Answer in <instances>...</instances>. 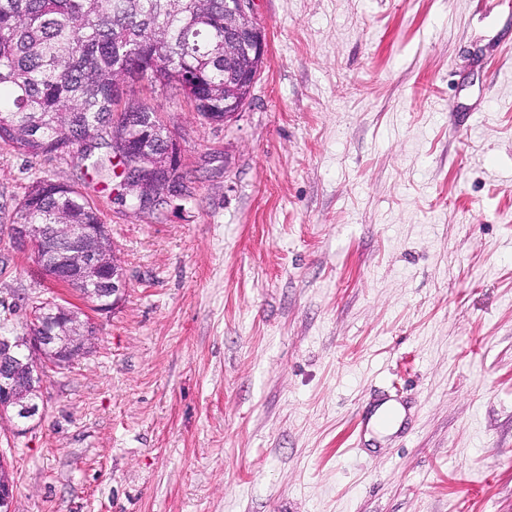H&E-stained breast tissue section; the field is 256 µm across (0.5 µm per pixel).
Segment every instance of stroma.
<instances>
[{"label":"stroma","instance_id":"stroma-1","mask_svg":"<svg viewBox=\"0 0 512 512\" xmlns=\"http://www.w3.org/2000/svg\"><path fill=\"white\" fill-rule=\"evenodd\" d=\"M243 112L149 78L188 196L138 210L0 144V225L47 176L101 211L109 312L0 232V301L93 314L43 417L0 425L15 512H512V0H253ZM398 384L400 429L357 412Z\"/></svg>","mask_w":512,"mask_h":512}]
</instances>
